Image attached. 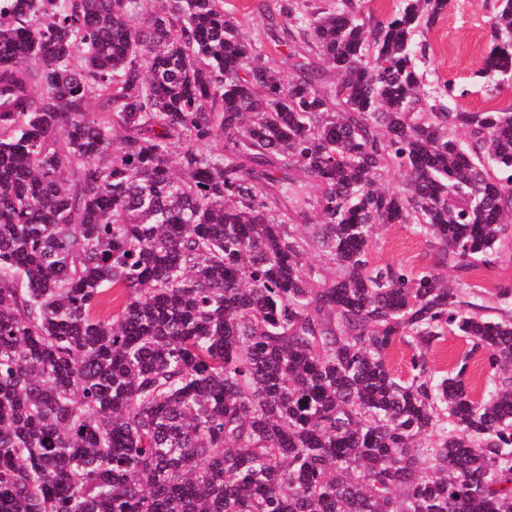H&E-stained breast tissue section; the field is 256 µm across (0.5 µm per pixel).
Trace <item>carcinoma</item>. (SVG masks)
<instances>
[{"label": "carcinoma", "mask_w": 512, "mask_h": 512, "mask_svg": "<svg viewBox=\"0 0 512 512\" xmlns=\"http://www.w3.org/2000/svg\"><path fill=\"white\" fill-rule=\"evenodd\" d=\"M361 4L259 0L286 79L224 0H0V512H512V290L440 271L512 246V107L425 83L447 0ZM492 39L496 88L512 0ZM450 332L481 398L388 367ZM371 259L377 265L401 264L409 267L432 266L436 260L433 247L416 235L411 224L379 227L371 244ZM417 350L412 345L396 343L389 351L387 362L395 377L404 381L410 379L412 371V360ZM487 365L479 355L470 359L467 371L463 377L466 388L475 397H482L491 383L487 382Z\"/></svg>", "instance_id": "obj_1"}]
</instances>
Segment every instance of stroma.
<instances>
[{"label":"stroma","instance_id":"1","mask_svg":"<svg viewBox=\"0 0 512 512\" xmlns=\"http://www.w3.org/2000/svg\"><path fill=\"white\" fill-rule=\"evenodd\" d=\"M256 2L226 0L225 7L235 11L246 34L263 42L266 51L278 57L284 78H291L295 74V62L289 58L287 48L267 41L262 20L254 9ZM497 7L498 0H448L447 8L434 25L416 39L417 45L426 50L427 82L433 85L455 80L466 91L465 96L456 100L457 106L465 110L512 106V84L506 82L493 90L479 75ZM371 259L378 265L390 263L418 268L433 265L435 252L425 238L414 233L412 225L388 224L374 233ZM463 279L473 287L470 300L478 305L480 314L496 317L498 289H512V250L502 249L495 264L477 267L464 274ZM467 349L464 337L452 334L441 337L433 341L427 352L429 367L436 375L453 376L458 374V362L468 359L467 371L462 375L464 384L473 396L480 397L488 387L487 365L482 357L466 358Z\"/></svg>","mask_w":512,"mask_h":512}]
</instances>
